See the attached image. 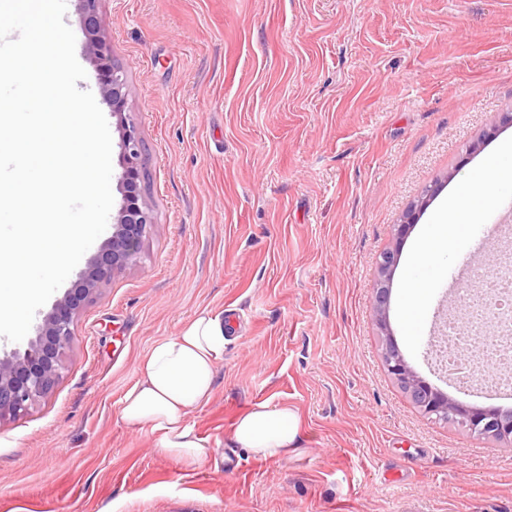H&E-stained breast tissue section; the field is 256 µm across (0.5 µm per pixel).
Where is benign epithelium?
<instances>
[{"label": "benign epithelium", "instance_id": "benign-epithelium-1", "mask_svg": "<svg viewBox=\"0 0 512 512\" xmlns=\"http://www.w3.org/2000/svg\"><path fill=\"white\" fill-rule=\"evenodd\" d=\"M78 2L87 36V51L98 63L102 92L118 120L121 171L117 183L121 200L112 236L36 326L35 336L28 347L22 352L0 356V420L26 413L51 392L61 376L66 349L74 338L75 319L93 300L102 284L136 263L141 243L154 224L141 195L142 140L135 123L126 118V72L122 66L110 61L111 45L102 29L101 0ZM416 220V210L412 209L401 223L395 225L397 243H402ZM398 263L397 248L386 251L378 262L381 277L374 288V304L384 330L387 329L385 315L390 285ZM384 363L388 372L406 386L425 415L454 421L477 435L512 441V414L460 407L449 394L422 386L419 377L397 353L384 352Z\"/></svg>", "mask_w": 512, "mask_h": 512}]
</instances>
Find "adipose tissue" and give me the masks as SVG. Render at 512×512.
<instances>
[{"mask_svg":"<svg viewBox=\"0 0 512 512\" xmlns=\"http://www.w3.org/2000/svg\"><path fill=\"white\" fill-rule=\"evenodd\" d=\"M512 181V143L503 142L489 163L462 183L436 212L432 225L413 245L412 256L428 266L453 255L464 229L482 223L490 188ZM230 333L223 313H197L179 332L157 341L139 362L134 384L126 391L120 421L134 431H149L157 449L185 465L201 464L210 440L188 416L206 405L215 390ZM232 446L264 460H281L302 444L300 415L284 403L259 402L239 416L230 432Z\"/></svg>","mask_w":512,"mask_h":512,"instance_id":"adipose-tissue-1","label":"adipose tissue"}]
</instances>
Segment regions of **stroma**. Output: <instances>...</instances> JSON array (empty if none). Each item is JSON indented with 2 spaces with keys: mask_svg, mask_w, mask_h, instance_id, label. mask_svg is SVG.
<instances>
[{
  "mask_svg": "<svg viewBox=\"0 0 512 512\" xmlns=\"http://www.w3.org/2000/svg\"><path fill=\"white\" fill-rule=\"evenodd\" d=\"M67 11L78 87L115 124L77 0ZM101 16L154 225L79 315L50 394L0 421V512H512V442L424 416L382 361L393 336L455 391L431 332L407 329L402 280L443 200L512 141V126L480 141L512 110V0H102ZM506 208L493 196L444 278ZM394 247L381 316L378 258ZM231 309L242 326L188 416L211 448L187 469L120 422V400L156 341ZM265 400L298 410V453L228 444Z\"/></svg>",
  "mask_w": 512,
  "mask_h": 512,
  "instance_id": "35a3bbf8",
  "label": "stroma"
}]
</instances>
